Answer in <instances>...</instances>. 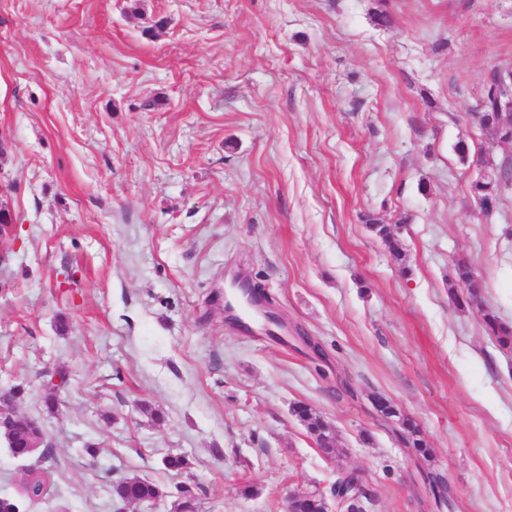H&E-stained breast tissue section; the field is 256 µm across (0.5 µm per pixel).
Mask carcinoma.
Listing matches in <instances>:
<instances>
[{
	"label": "carcinoma",
	"mask_w": 512,
	"mask_h": 512,
	"mask_svg": "<svg viewBox=\"0 0 512 512\" xmlns=\"http://www.w3.org/2000/svg\"><path fill=\"white\" fill-rule=\"evenodd\" d=\"M498 118L496 97L493 95V91L488 90L481 103V121L485 126L494 129ZM366 223L371 231L386 244L392 254L400 256L399 245L388 225L377 222L371 216L367 217ZM481 318L498 345L502 348L512 349V325L502 321L494 311L489 309L481 311ZM294 412L308 432L314 436L319 448L327 454L336 451V439L332 429L315 409L307 404L299 403ZM37 423L38 420L19 411L11 428L3 431L4 439L10 445L9 451L13 456L29 457V449L25 448V445L29 433ZM401 424L407 431L409 443L422 454H428L429 448L415 422L403 417ZM161 465L164 470L176 474H183L192 468L189 456L184 453L167 454L162 457ZM49 483L50 471L48 469L40 466L27 469L19 495H0V512H25V504L35 503L44 498ZM361 484L362 480L358 474L343 473L332 484L331 493H351ZM199 490L200 486L191 480L170 488L149 478L132 475L112 483V498L124 505H143L165 500L171 503L173 512H199ZM322 497L323 494L320 492L303 496L297 503L299 512H321Z\"/></svg>",
	"instance_id": "1"
}]
</instances>
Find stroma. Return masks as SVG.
<instances>
[{"label":"stroma","mask_w":512,"mask_h":512,"mask_svg":"<svg viewBox=\"0 0 512 512\" xmlns=\"http://www.w3.org/2000/svg\"><path fill=\"white\" fill-rule=\"evenodd\" d=\"M494 70L512 0H0V386L51 448L28 512H115L112 480L179 483L170 452L202 512L351 471L365 512H512V353L479 315L512 322V190L472 191L512 160L476 117ZM236 275L287 330L230 324ZM294 412L308 432L314 436L319 448L327 454H332L336 451V439L332 429L315 409L307 404L299 403Z\"/></svg>","instance_id":"stroma-1"}]
</instances>
